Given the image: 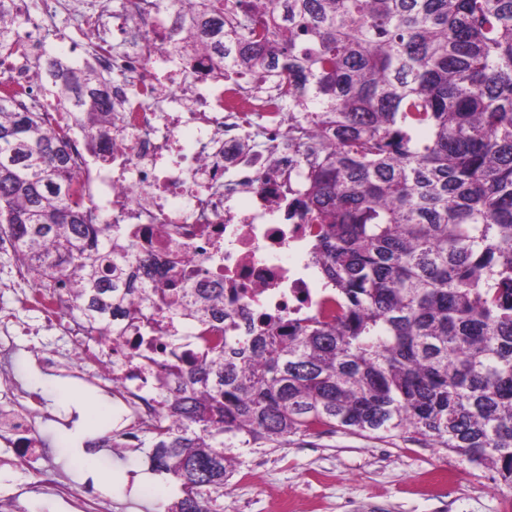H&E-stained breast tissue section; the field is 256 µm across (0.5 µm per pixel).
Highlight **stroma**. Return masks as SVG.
Here are the masks:
<instances>
[{
	"instance_id": "stroma-1",
	"label": "stroma",
	"mask_w": 512,
	"mask_h": 512,
	"mask_svg": "<svg viewBox=\"0 0 512 512\" xmlns=\"http://www.w3.org/2000/svg\"><path fill=\"white\" fill-rule=\"evenodd\" d=\"M0 319L18 336L32 334L45 350L67 351L58 329L45 323L21 294L0 288ZM13 371L42 410L38 443L44 460L14 472L5 458L22 454L23 441L0 444V512H65L55 484L98 487L108 512H162L180 497L178 482L152 471L144 448L89 443L122 429L110 394L69 373H44L36 355H16ZM512 512V495L497 475L471 467L452 451L422 440L413 429L391 437L343 431L296 435L281 447L246 448L217 500L218 512Z\"/></svg>"
}]
</instances>
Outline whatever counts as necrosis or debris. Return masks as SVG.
<instances>
[{"label": "necrosis or debris", "instance_id": "4bbe7bcc", "mask_svg": "<svg viewBox=\"0 0 512 512\" xmlns=\"http://www.w3.org/2000/svg\"><path fill=\"white\" fill-rule=\"evenodd\" d=\"M65 2L41 0L32 11L25 0H9L18 51L0 60V94L52 118L50 78L29 62L47 52L35 35ZM93 16L75 31L87 58L112 77V141L107 159L87 160L86 134L73 127L75 173L87 204L141 253L139 277L150 286L223 289L224 310L243 334L261 314L284 323L327 313L310 227L288 218L289 197L305 187L298 147L315 130V115L281 110L277 82L246 83L215 55H174L170 32L197 37L189 0H122L113 16ZM37 282L20 269L11 286L66 336L78 363L92 364L90 380L113 383L131 420L150 414L155 377L171 355L199 352L184 310H147L143 324L114 318L106 338L73 315L66 292L39 299ZM18 351L11 325L1 322L0 442L40 428L9 370Z\"/></svg>", "mask_w": 512, "mask_h": 512}]
</instances>
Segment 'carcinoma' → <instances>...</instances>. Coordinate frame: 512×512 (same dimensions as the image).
<instances>
[{
	"label": "carcinoma",
	"mask_w": 512,
	"mask_h": 512,
	"mask_svg": "<svg viewBox=\"0 0 512 512\" xmlns=\"http://www.w3.org/2000/svg\"><path fill=\"white\" fill-rule=\"evenodd\" d=\"M190 45L275 78L323 117L299 145L305 190L288 219L316 225L312 260L336 313L229 336L214 289L148 288L136 248L73 189L71 125L0 96V233L21 263L95 324L184 304L201 354L158 376L143 423L155 471L212 512L235 448L411 428L512 491V0H195ZM88 148L112 140L110 82L53 64Z\"/></svg>",
	"instance_id": "carcinoma-1"
}]
</instances>
